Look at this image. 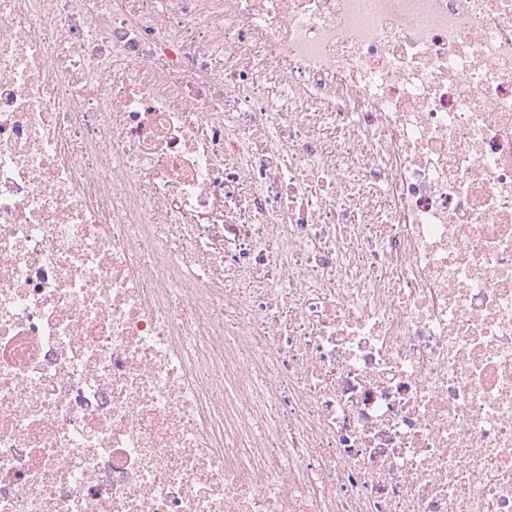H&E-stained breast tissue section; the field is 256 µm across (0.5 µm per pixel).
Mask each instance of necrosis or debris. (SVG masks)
<instances>
[{"label": "necrosis or debris", "mask_w": 512, "mask_h": 512, "mask_svg": "<svg viewBox=\"0 0 512 512\" xmlns=\"http://www.w3.org/2000/svg\"><path fill=\"white\" fill-rule=\"evenodd\" d=\"M0 512H512V0H0Z\"/></svg>", "instance_id": "obj_1"}]
</instances>
